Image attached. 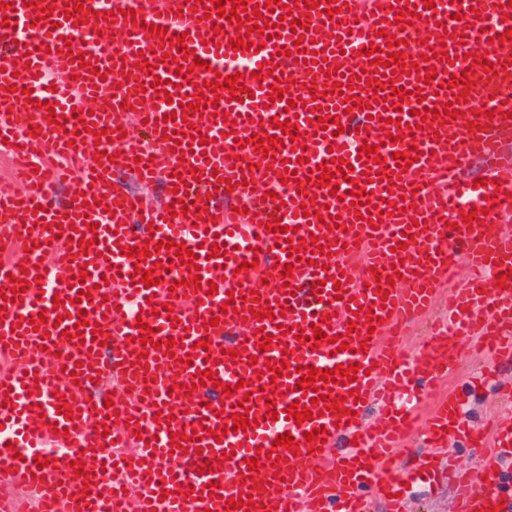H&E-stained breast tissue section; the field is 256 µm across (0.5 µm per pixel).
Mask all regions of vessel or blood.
Wrapping results in <instances>:
<instances>
[{"label": "vessel or blood", "mask_w": 512, "mask_h": 512, "mask_svg": "<svg viewBox=\"0 0 512 512\" xmlns=\"http://www.w3.org/2000/svg\"><path fill=\"white\" fill-rule=\"evenodd\" d=\"M65 0H13L0 34V90L10 104L0 106V152L21 170L22 190L0 193V486L24 489L37 512H226L228 498H252L238 512H368L371 496L399 493L393 476L394 450L416 427L413 405L397 395L417 387L420 377L439 382L456 360L448 337L477 336L496 358L512 357V231L499 224L512 209V46L497 36L512 29L507 0H359L327 15L328 4L307 8L304 0H248L262 16L278 23L291 15L302 25L283 27L259 50H233L236 22L206 16L190 0H77L81 12L67 14ZM51 8V17L40 11ZM166 28L167 39L149 25ZM429 35L426 47L408 45L417 27ZM210 64L193 68L180 59L177 36ZM405 40L406 62L417 70L393 76V87L372 90L368 80L385 73L369 70V45ZM301 50H294V42ZM484 44V64L470 66L464 55ZM445 47L449 58L430 52ZM29 58L18 70L15 57ZM152 71L142 70V62ZM271 75L254 79L261 65ZM437 75L427 78V66ZM189 68L182 76L178 67ZM126 78L113 83V73ZM242 74L251 96L205 92V108L189 109L198 84L217 76ZM467 74L468 92L451 84ZM288 89L287 99L269 101L271 87ZM395 87L405 99L381 102ZM320 98H313V91ZM371 105L354 107L353 96ZM453 106L459 118L435 121L407 136L413 109ZM60 124L48 121L49 113ZM76 115L70 125L68 115ZM301 132L300 141L283 134L282 122ZM389 130L396 144L383 143ZM99 142L104 154L83 149ZM280 137L274 157L256 151L254 133ZM96 140V139H95ZM377 147L375 157L360 147ZM420 150L418 161L406 155ZM483 159L488 183L474 186L458 174L473 158ZM350 162L358 188L369 191V206L355 204L347 181L337 190L315 185L318 165ZM135 173L146 187L161 185L160 204L151 205L114 180L115 169ZM185 182L176 185L175 174ZM398 186H391V179ZM71 180L77 193L66 205L49 203L52 184ZM244 203L235 213L224 198ZM413 198L405 208L404 198ZM485 209L483 221L464 224L462 213ZM337 218L330 229L326 219ZM279 219L282 229L267 230ZM315 245L294 251L289 229ZM91 243L80 247V240ZM197 251V269L171 262L160 249L165 240ZM150 241L151 255L132 259L123 250ZM218 256H210V246ZM161 269H153V262ZM469 271L466 287L448 297L452 332H435L415 364L397 344L413 318L431 308L458 263ZM293 264L283 280L276 264ZM153 270L158 282L145 286L131 278L135 269ZM507 273L506 287L492 278ZM25 274L21 302H5L10 276ZM199 286H191V278ZM388 283L379 292L378 283ZM235 309L222 313L221 305ZM272 316L258 320V313ZM44 321H37V314ZM82 335H74L79 316ZM382 318L370 328L369 317ZM218 325H210V318ZM156 329L173 347L140 343L142 325ZM317 326L330 343L312 349L297 340L299 328ZM101 341H94V332ZM347 336L339 350L335 335ZM270 350H260L263 338ZM107 357H100L102 342ZM238 350V357L208 364V351ZM286 359L291 376L273 379L265 363ZM360 364L355 381L316 380L313 390L295 385L302 367L334 369ZM212 370L231 394L210 399L213 385H201L199 371ZM114 381L112 396L95 383ZM247 388H239V381ZM192 393H184V386ZM274 386L276 406L267 409L265 389ZM343 398L344 413L326 410L316 394ZM248 400L251 422L235 430L233 417ZM311 408L313 419L296 424L285 410L291 403ZM381 403V417L369 429L361 414ZM68 406L61 414L60 406ZM456 396L441 398L430 410L425 439L433 446L464 438L484 449L487 480L474 486L459 477L458 512H512V478L499 473L496 451H512V419L492 436L471 429L459 416ZM162 420H155V413ZM227 430L222 440L211 431ZM326 427L324 450L310 452L307 433ZM183 433L179 446L171 436ZM291 434L298 452L275 447ZM351 436L353 447L328 459L336 440ZM493 452H486V445ZM96 457L88 478L35 457ZM259 462L261 481L246 485L248 459ZM221 468L204 471L209 460ZM137 486V507L123 489Z\"/></svg>", "instance_id": "obj_1"}]
</instances>
